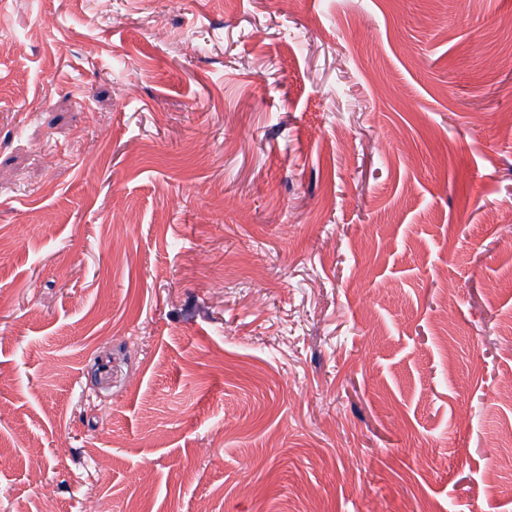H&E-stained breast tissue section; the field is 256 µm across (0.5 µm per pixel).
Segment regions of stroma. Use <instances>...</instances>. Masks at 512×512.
I'll list each match as a JSON object with an SVG mask.
<instances>
[{
  "label": "stroma",
  "instance_id": "35a3bbf8",
  "mask_svg": "<svg viewBox=\"0 0 512 512\" xmlns=\"http://www.w3.org/2000/svg\"><path fill=\"white\" fill-rule=\"evenodd\" d=\"M512 0H0V512H512Z\"/></svg>",
  "mask_w": 512,
  "mask_h": 512
}]
</instances>
